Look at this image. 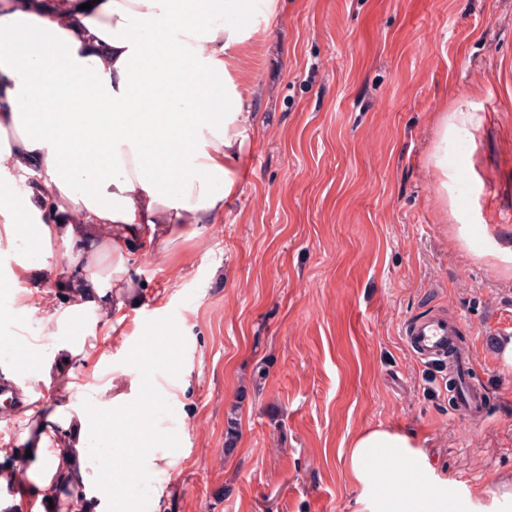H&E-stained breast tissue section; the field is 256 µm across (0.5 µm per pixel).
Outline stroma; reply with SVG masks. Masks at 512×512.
Here are the masks:
<instances>
[{"label":"stroma","instance_id":"obj_1","mask_svg":"<svg viewBox=\"0 0 512 512\" xmlns=\"http://www.w3.org/2000/svg\"><path fill=\"white\" fill-rule=\"evenodd\" d=\"M282 4L243 52L260 126L238 197L174 255L137 254L124 336H105L111 279L99 307L73 313L62 248L42 254L27 230L0 241V342L32 339L29 371L61 366L72 383L60 394L25 380L0 445L25 442L36 416L56 440L88 400L122 394L144 427L125 451L84 457L86 512H110L97 472L123 462L135 469L128 512H360L350 442L399 426L476 504L512 512V368L497 357L512 335V264L455 234L512 235V0ZM451 112L470 120L448 138L443 175L433 153ZM22 260L36 276L11 280ZM439 310L463 320L489 403L473 418L448 402L447 363L406 344L405 326ZM139 361L172 393L131 387Z\"/></svg>","mask_w":512,"mask_h":512}]
</instances>
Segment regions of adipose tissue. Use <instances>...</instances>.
Returning a JSON list of instances; mask_svg holds the SVG:
<instances>
[{
  "label": "adipose tissue",
  "mask_w": 512,
  "mask_h": 512,
  "mask_svg": "<svg viewBox=\"0 0 512 512\" xmlns=\"http://www.w3.org/2000/svg\"><path fill=\"white\" fill-rule=\"evenodd\" d=\"M279 13V0H0V237L32 224L41 248L64 246L76 309L96 306L110 270L112 335L133 252L168 251L235 202L257 131L240 54ZM32 174L38 193H20ZM127 420L118 398L111 438L81 416L59 442L67 474L84 479L86 449L124 447ZM346 466L367 512H457L471 497L398 427L356 434Z\"/></svg>",
  "instance_id": "adipose-tissue-1"
}]
</instances>
